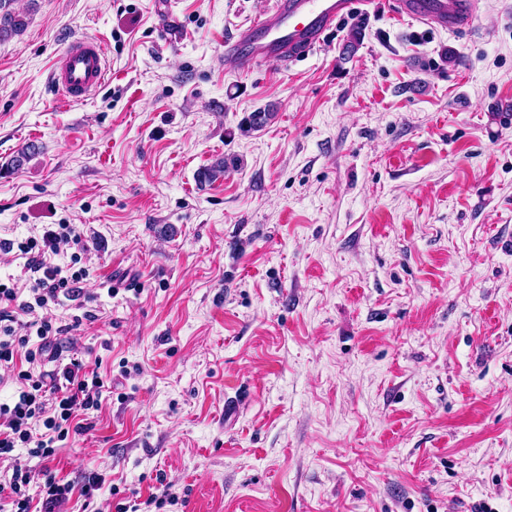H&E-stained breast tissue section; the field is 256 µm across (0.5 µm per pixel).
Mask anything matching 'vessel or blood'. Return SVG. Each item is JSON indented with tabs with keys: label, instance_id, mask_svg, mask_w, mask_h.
Instances as JSON below:
<instances>
[{
	"label": "vessel or blood",
	"instance_id": "1",
	"mask_svg": "<svg viewBox=\"0 0 512 512\" xmlns=\"http://www.w3.org/2000/svg\"><path fill=\"white\" fill-rule=\"evenodd\" d=\"M374 0H274L224 43V58L239 73L263 63L280 67L298 61L333 32L337 21ZM394 14L431 27L456 31L474 24L479 0H393ZM52 82L68 102L83 100L107 81L106 49L97 40H77L58 57Z\"/></svg>",
	"mask_w": 512,
	"mask_h": 512
}]
</instances>
